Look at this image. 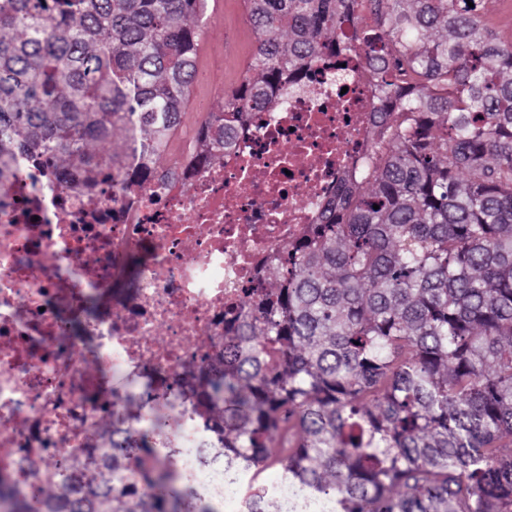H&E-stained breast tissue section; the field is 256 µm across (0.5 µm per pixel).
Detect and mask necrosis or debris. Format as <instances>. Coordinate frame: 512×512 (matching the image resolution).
Returning a JSON list of instances; mask_svg holds the SVG:
<instances>
[{
    "label": "necrosis or debris",
    "instance_id": "obj_1",
    "mask_svg": "<svg viewBox=\"0 0 512 512\" xmlns=\"http://www.w3.org/2000/svg\"><path fill=\"white\" fill-rule=\"evenodd\" d=\"M377 100L359 50L345 67L322 58L288 74L223 158L180 167L172 183L116 192L21 158L0 186V473L23 488L20 456L51 470L111 447L119 413L130 433L173 449L197 497L225 494L241 512L239 477L207 459L211 437L188 400L162 415L126 402L215 356L225 308L306 237L367 157ZM272 490L281 512L336 509L284 478Z\"/></svg>",
    "mask_w": 512,
    "mask_h": 512
}]
</instances>
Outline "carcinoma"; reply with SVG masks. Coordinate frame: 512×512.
<instances>
[{"mask_svg": "<svg viewBox=\"0 0 512 512\" xmlns=\"http://www.w3.org/2000/svg\"><path fill=\"white\" fill-rule=\"evenodd\" d=\"M473 6H468L467 2ZM209 0H0V183L18 157L165 178ZM258 35L240 84L181 163L224 155L286 72L356 45L380 107L343 177L266 287L224 313V346L181 394L213 458L279 465L336 512H512V42L491 0H244ZM107 143L106 151L97 145ZM134 485L86 478L90 462ZM181 476L112 419V447L0 484L8 512H182ZM265 488L243 512H279ZM483 20L502 41L512 42V0L493 3Z\"/></svg>", "mask_w": 512, "mask_h": 512, "instance_id": "cac0c4a2", "label": "carcinoma"}]
</instances>
